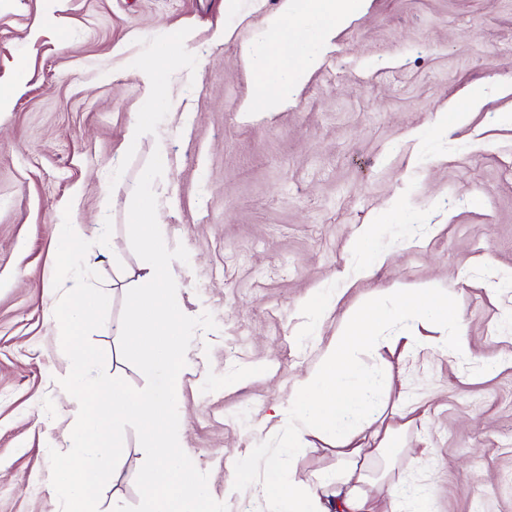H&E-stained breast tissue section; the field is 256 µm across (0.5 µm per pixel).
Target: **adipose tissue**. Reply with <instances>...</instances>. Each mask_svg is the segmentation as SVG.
<instances>
[{
	"label": "adipose tissue",
	"instance_id": "adipose-tissue-1",
	"mask_svg": "<svg viewBox=\"0 0 512 512\" xmlns=\"http://www.w3.org/2000/svg\"><path fill=\"white\" fill-rule=\"evenodd\" d=\"M361 6L362 0H282L278 11L254 33L245 49L256 78L255 93L245 104V111L286 108L292 88L316 68L336 36L337 25ZM57 237L53 322L77 333L108 303L109 293L100 288L84 292L73 275V267L85 258L84 225H58ZM427 320L453 322L454 336L399 338L379 333L387 322ZM365 342L378 349L402 343L428 350L451 347L461 355L470 352L463 315L440 289L394 288L389 296L374 298L357 308L325 347L317 365L296 380L288 399L276 408L277 415L292 429L289 453L303 447L305 434L314 433L335 441L340 465L315 475L310 485L303 486L292 472L268 464L264 480L254 485L253 492L269 500L273 512H375L369 495L361 488L363 476L357 471L359 460L370 453L358 438L374 421L372 404L378 390L375 376L364 372L353 358L355 348Z\"/></svg>",
	"mask_w": 512,
	"mask_h": 512
}]
</instances>
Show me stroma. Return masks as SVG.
<instances>
[{"label": "stroma", "instance_id": "stroma-1", "mask_svg": "<svg viewBox=\"0 0 512 512\" xmlns=\"http://www.w3.org/2000/svg\"><path fill=\"white\" fill-rule=\"evenodd\" d=\"M279 5L0 0V80H13L16 60L26 68L0 112V512H61L49 451L72 406L52 322L56 226L103 225L104 238L86 246L90 287L140 266L128 209L154 141L123 164L144 95L132 62L141 40L185 27L197 66L170 81L175 112L159 132L171 165L157 219L166 245L189 252L173 270L181 308L217 324L195 333L177 398L183 445L211 496L228 512H271L252 495L270 461L305 483L335 470L323 437L288 458L274 406L354 309L391 288L431 285L463 313L471 355L354 352L381 382L373 427L402 448L389 478L402 502L425 491L431 512H512V126L500 121L512 111V0H363L287 108L245 112L255 84L242 49ZM44 13L52 22L32 29ZM476 87L485 102L471 111ZM450 107L465 124L435 133ZM364 224L382 227L383 264L354 253ZM317 293L331 305L315 320L305 303ZM123 306L116 291L90 341L108 375L140 389L146 377L113 334ZM144 460L126 429L98 512L138 503Z\"/></svg>", "mask_w": 512, "mask_h": 512}]
</instances>
